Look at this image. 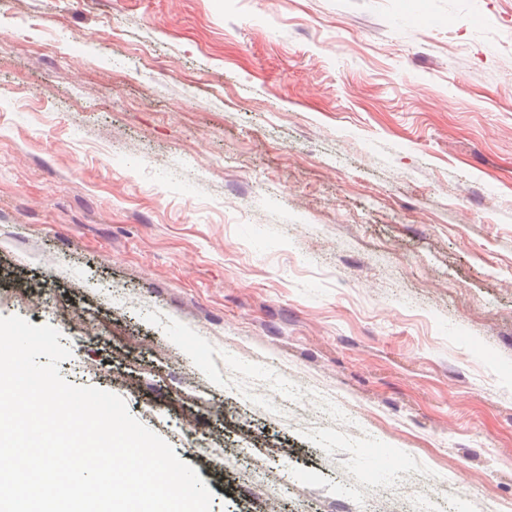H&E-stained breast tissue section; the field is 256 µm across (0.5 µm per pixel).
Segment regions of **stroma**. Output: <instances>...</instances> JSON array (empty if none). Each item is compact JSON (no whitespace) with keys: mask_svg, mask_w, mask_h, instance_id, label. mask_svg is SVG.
<instances>
[{"mask_svg":"<svg viewBox=\"0 0 512 512\" xmlns=\"http://www.w3.org/2000/svg\"><path fill=\"white\" fill-rule=\"evenodd\" d=\"M10 315L211 512H512V0H0Z\"/></svg>","mask_w":512,"mask_h":512,"instance_id":"35a3bbf8","label":"stroma"}]
</instances>
